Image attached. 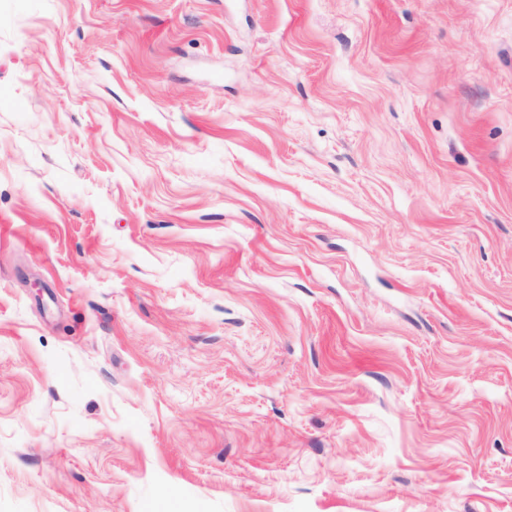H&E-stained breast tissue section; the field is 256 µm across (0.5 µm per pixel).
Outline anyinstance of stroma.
<instances>
[{"mask_svg":"<svg viewBox=\"0 0 512 512\" xmlns=\"http://www.w3.org/2000/svg\"><path fill=\"white\" fill-rule=\"evenodd\" d=\"M0 512H512V0H0Z\"/></svg>","mask_w":512,"mask_h":512,"instance_id":"stroma-1","label":"stroma"}]
</instances>
